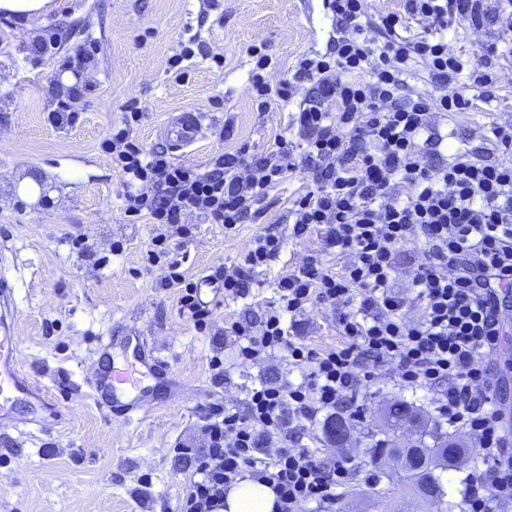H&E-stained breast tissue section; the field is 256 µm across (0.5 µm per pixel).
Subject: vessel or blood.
Masks as SVG:
<instances>
[{
  "label": "vessel or blood",
  "instance_id": "vessel-or-blood-1",
  "mask_svg": "<svg viewBox=\"0 0 512 512\" xmlns=\"http://www.w3.org/2000/svg\"><path fill=\"white\" fill-rule=\"evenodd\" d=\"M204 116L184 112L164 129L175 150L192 147L205 136ZM18 310L15 288L0 277V431L18 426H44L64 420L57 397L27 372L21 362L14 325ZM102 360L86 372L85 395L95 404H107L113 416L130 422L148 405L158 403L159 388L174 390L176 383L167 362L140 336L138 327L127 335L108 336L100 342Z\"/></svg>",
  "mask_w": 512,
  "mask_h": 512
}]
</instances>
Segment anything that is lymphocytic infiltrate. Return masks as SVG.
<instances>
[{
	"label": "lymphocytic infiltrate",
	"instance_id": "1",
	"mask_svg": "<svg viewBox=\"0 0 512 512\" xmlns=\"http://www.w3.org/2000/svg\"><path fill=\"white\" fill-rule=\"evenodd\" d=\"M339 36L329 55H302L289 78L271 85V57L251 47L249 89L258 110L294 105L273 150L217 154L203 167L175 163L167 150L134 136L142 114L125 112L103 143L118 170L127 216L192 235L187 215L223 225L256 224L278 204L276 189L301 170L309 186L286 213L291 235L320 232L327 248L349 256L336 271L311 258L277 285L261 315L226 321L235 355L254 364L287 353L301 382L262 383L245 410L215 409L203 425L206 449L179 512H216L243 478L270 485L277 512H334L348 476L341 461L319 456L302 437L319 415L346 411L371 378L395 371L398 385L433 392L441 423L464 432L481 461L463 490L465 512H498L512 500V435L491 392L489 363L503 329L504 292L512 289V124L492 127L485 147L442 154L446 140L432 117L469 112L494 98L501 80L495 45L474 55L448 47V32L467 22L479 32L512 28V0H403L378 17L368 0H330ZM428 36H408L410 18ZM424 77L427 91L411 79ZM418 241L412 286L420 318L402 314L394 289L399 245ZM282 237L257 236L212 275L224 297H245L259 269L278 257ZM319 303L340 310V345L315 350L289 337L285 319Z\"/></svg>",
	"mask_w": 512,
	"mask_h": 512
}]
</instances>
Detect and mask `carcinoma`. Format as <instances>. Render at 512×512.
<instances>
[{"instance_id":"obj_1","label":"carcinoma","mask_w":512,"mask_h":512,"mask_svg":"<svg viewBox=\"0 0 512 512\" xmlns=\"http://www.w3.org/2000/svg\"><path fill=\"white\" fill-rule=\"evenodd\" d=\"M417 422L418 411L413 405L404 400L395 401L387 408L382 434L387 436ZM352 428L354 425L351 419L338 415L327 423L325 436L331 443L342 446ZM361 434L365 439L375 440L371 446L372 451L380 454L386 452L398 461V479L410 489V501L407 504L409 512L431 506L437 507V512H448L453 508L446 500L448 490L445 489L442 477L436 474V471L456 466L466 459L473 449L459 447L454 438L448 432L442 431L439 425L426 431V435L432 439L430 445L419 439L402 448H392L391 439H377V431L368 425L362 427Z\"/></svg>"}]
</instances>
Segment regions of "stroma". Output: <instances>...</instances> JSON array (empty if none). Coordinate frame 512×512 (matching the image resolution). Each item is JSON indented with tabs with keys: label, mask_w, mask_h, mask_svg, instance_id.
Returning a JSON list of instances; mask_svg holds the SVG:
<instances>
[{
	"label": "stroma",
	"mask_w": 512,
	"mask_h": 512,
	"mask_svg": "<svg viewBox=\"0 0 512 512\" xmlns=\"http://www.w3.org/2000/svg\"><path fill=\"white\" fill-rule=\"evenodd\" d=\"M55 2L42 20L0 15V253L8 258L0 275L15 283L23 363L69 416L0 443V512H178L194 470L178 449L204 447L205 416L224 405L245 408L249 391L262 381L300 379L281 353L253 365L236 363L225 320L267 310L279 279L308 258L338 270L347 258L326 251L318 232L288 236L284 203L306 186L304 173H293L278 191L282 206L267 216L285 236L279 256L256 275L247 298L232 302L222 289H202L213 314L209 328L197 330L179 310L178 289L164 285L171 262H178L186 280L199 281L236 260L264 225L242 224L228 234L223 225L197 218L191 239L168 235L164 255L152 258L161 228L124 214L120 176L101 143L132 104L142 114L135 135L148 148L164 146L160 132L173 114H204V139L174 152L176 162L202 167L225 150H266L290 110L276 104L257 110L248 47L263 46L273 58L270 82L276 85L302 54L331 52L335 40L319 24L317 0H221L216 8L210 0ZM192 36L206 54L183 61L182 76H174L169 62ZM51 38L54 53H37L38 44ZM482 40L505 53L501 85L495 100L477 110L436 116L452 146L473 130L512 123V45L494 28L476 37L461 24L451 33L452 48L466 54ZM215 54L223 56V67L212 63ZM64 102L74 123L55 120ZM27 177L45 181L46 197L19 195ZM81 243L91 257L80 256ZM339 316L331 307L307 305L293 327L295 341L317 350L336 346ZM133 323L182 390L126 423L69 390L60 375L83 383V367L100 356V337L124 335ZM216 353L224 357L220 382L209 368ZM491 382L512 431V342L503 343L493 360ZM397 399L436 417L432 392L402 388L393 372L379 369L358 397L364 421H380ZM360 437L352 430L347 444L337 447L318 428L308 440L350 469L338 490V512H381L380 498L395 501L407 492L388 480L389 460L370 453Z\"/></svg>",
	"instance_id": "35a3bbf8"
}]
</instances>
